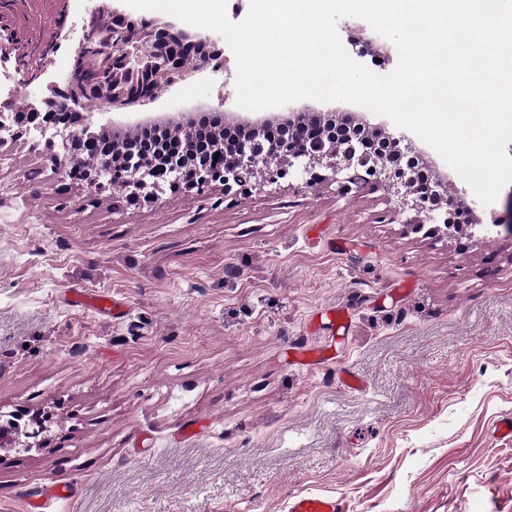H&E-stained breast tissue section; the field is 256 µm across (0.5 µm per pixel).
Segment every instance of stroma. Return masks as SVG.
Segmentation results:
<instances>
[{
  "instance_id": "obj_1",
  "label": "stroma",
  "mask_w": 512,
  "mask_h": 512,
  "mask_svg": "<svg viewBox=\"0 0 512 512\" xmlns=\"http://www.w3.org/2000/svg\"><path fill=\"white\" fill-rule=\"evenodd\" d=\"M100 0H69L66 76ZM24 37L52 36L41 0H0ZM220 56L143 108L94 124L124 134L137 111L237 112ZM284 112L386 117L310 99ZM408 156L448 182L470 221L506 216L512 183L483 205L416 134ZM45 144L0 149V414H48L40 451L0 446V512H285L297 492L348 512H512V237L441 239L387 223L376 185L342 196L298 175L248 195L162 187L113 206L71 182ZM108 293L126 310L72 305ZM347 315L332 332L319 310ZM355 375L359 389L342 382Z\"/></svg>"
}]
</instances>
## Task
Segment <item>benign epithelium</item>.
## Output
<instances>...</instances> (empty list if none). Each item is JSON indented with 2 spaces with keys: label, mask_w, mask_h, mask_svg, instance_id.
Instances as JSON below:
<instances>
[{
  "label": "benign epithelium",
  "mask_w": 512,
  "mask_h": 512,
  "mask_svg": "<svg viewBox=\"0 0 512 512\" xmlns=\"http://www.w3.org/2000/svg\"><path fill=\"white\" fill-rule=\"evenodd\" d=\"M196 39L174 21L142 20L131 24L121 15L112 14V25L101 29L95 22L85 26L82 39L73 55V67L61 83L54 84L62 98L61 106L104 103L109 106H132L151 101L162 85L175 77L185 78L201 69L206 60L194 55ZM60 43L51 41L40 51L31 41L3 24L0 15V73H12V86L0 88V149L31 134L14 121V115L25 106L26 97L17 86L36 81L42 71V60L57 50ZM219 156L189 168L185 156L166 160L168 184L184 187L203 195L212 183L224 185V195L249 193L257 186L274 185L299 173L308 183L330 179L336 191L347 195L364 184H385L397 189L400 201L388 214L394 222L405 216L403 223L419 229L427 223L441 224L443 233L459 229L456 191L437 183L434 189L419 192L410 187L411 172L397 167L391 158L368 146L355 132L342 130L332 135H314V127L301 121L298 113L281 120L275 138L257 137L216 148ZM323 167L331 176L316 172ZM154 166L127 161L99 169L90 176L85 169L71 166L66 175L73 181L88 180L116 193L131 187L138 191L161 182L153 178Z\"/></svg>",
  "instance_id": "benign-epithelium-1"
}]
</instances>
